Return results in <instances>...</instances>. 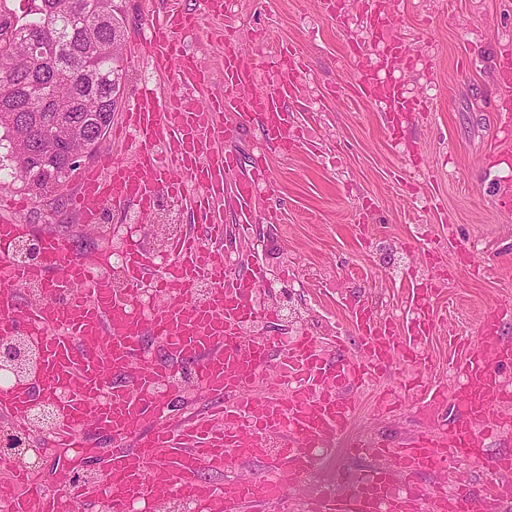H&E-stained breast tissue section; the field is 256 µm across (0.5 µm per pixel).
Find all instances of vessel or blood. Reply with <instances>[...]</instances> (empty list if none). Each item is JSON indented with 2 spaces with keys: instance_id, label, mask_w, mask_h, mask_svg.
I'll return each instance as SVG.
<instances>
[{
  "instance_id": "obj_1",
  "label": "vessel or blood",
  "mask_w": 512,
  "mask_h": 512,
  "mask_svg": "<svg viewBox=\"0 0 512 512\" xmlns=\"http://www.w3.org/2000/svg\"><path fill=\"white\" fill-rule=\"evenodd\" d=\"M379 3L366 0L364 7L372 22L370 40L382 48L379 74L365 80L357 95L383 105V121L394 132L422 105L403 94L398 75L411 68L413 57ZM199 23L198 14L169 5L154 13L152 34L140 54L174 72L182 86H206L209 73L181 43ZM301 69L298 50L288 46L278 47L268 66L260 67L230 27L222 95L188 106L153 89L141 91L121 122L132 160L99 157L84 170L73 206L86 224L99 223L110 202L134 204L146 218L164 194L189 198L206 222L200 231L171 238L158 258L129 245L122 287L112 284L109 252L84 259L53 233L41 235L38 261L16 262L15 243L31 236L34 227L15 216L0 217V335L23 330L40 352L25 379L0 387V416L26 433L33 429L27 414L34 395L53 403V423L38 437L51 456L60 448L85 454L96 448L99 435H111L116 447L102 463L97 493L112 512H127L129 504L149 502L158 492L188 501L192 512H240L245 506L264 512L338 446L364 465L342 489L310 499L307 512H471L468 487L453 497L442 485L426 495L421 477L461 458L512 472L511 451L486 453L505 423L504 409L512 406V387L499 372L512 361V340L499 316H488L476 340L452 344V361L461 374L457 388L429 382L422 367L423 346L434 330L433 279L417 287L415 316L404 326L358 308L352 316L360 332L354 351L341 336L333 340L330 355L307 333L280 336L271 344L242 335L246 324L273 320L274 313L252 303L254 289L267 278L264 265L247 258L230 268L222 210L225 200H232L243 223H250L257 188L269 180L267 155H285L300 145L286 105L299 96ZM496 71L502 92L512 99V50H502ZM228 112L258 120L265 134L264 155L232 188L225 176L239 167L240 158L222 146L230 133L223 120ZM204 282L210 291L203 296ZM33 285L41 286V298L23 303L21 289ZM147 292L154 307L144 318L134 307ZM401 363L413 370L401 380L400 391L421 407L457 402L462 414L453 428L398 444L348 438L358 390ZM182 367L192 369L209 406L176 417L170 403L180 390ZM400 391L379 397L381 412L400 406ZM231 455L243 463L271 461L276 475L239 480L226 472ZM204 469L222 473L223 484L203 483ZM0 471L10 475L0 481V501L9 512H68L88 495L66 468L58 472L67 487L62 497L47 494L41 474L9 458L0 457Z\"/></svg>"
}]
</instances>
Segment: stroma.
Wrapping results in <instances>:
<instances>
[{
	"label": "stroma",
	"mask_w": 512,
	"mask_h": 512,
	"mask_svg": "<svg viewBox=\"0 0 512 512\" xmlns=\"http://www.w3.org/2000/svg\"><path fill=\"white\" fill-rule=\"evenodd\" d=\"M113 5L126 39L123 112L145 86L197 104L219 92L228 22L259 63L281 45L301 53L305 94L289 110L304 143L268 157L276 193L261 196L246 235L237 234L232 207L223 210L225 248L257 257L277 274L264 300L277 319L257 324V335L300 324L321 341L340 335L356 344L352 308L365 305L378 317L408 320L418 280L432 276L445 291L435 299L439 323L424 346L432 357L426 375L452 386L451 338L475 337L494 308L512 305V208L500 203L502 192L512 189V161L487 154L500 106L495 56L512 47V0H397L393 15L404 47L418 59L402 74V89L425 110L395 133L385 127L381 105L356 94L365 73L348 44L369 40L362 0H345L338 20L317 0H226L223 19L203 17L184 39L212 75L208 88L193 91L137 53L151 35L148 0ZM224 123L236 131L229 148L238 153L241 171H249L264 138L260 124L236 114ZM77 186L73 179L55 196L31 199L19 183L8 182L0 212L8 213L11 200L27 199L24 220L67 236L76 252L90 257L114 237L137 240L157 254L173 234L203 222L187 202L167 199L149 220L135 206H112L101 224L87 227L69 209ZM271 206L280 210V223L263 222ZM431 245L439 258L430 268L421 254ZM398 384L392 374L366 388L352 433L398 442L425 429L441 431L458 418L452 401L432 418L421 417L408 396L398 411L370 415L378 394Z\"/></svg>",
	"instance_id": "35a3bbf8"
}]
</instances>
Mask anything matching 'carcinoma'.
<instances>
[{
  "label": "carcinoma",
  "instance_id": "1",
  "mask_svg": "<svg viewBox=\"0 0 512 512\" xmlns=\"http://www.w3.org/2000/svg\"><path fill=\"white\" fill-rule=\"evenodd\" d=\"M24 21L0 20V136L17 131L33 135L39 151L34 167L20 171L10 168V176L23 183L24 190L36 198L55 195L72 176L66 171V157L58 143L60 132L53 124V111L62 107L64 115L84 125L90 132L109 129L116 107L112 101V80L123 79V68L112 63V45L122 41V21L112 9V0H71V16L62 21L54 13V0H32ZM67 30L56 38L49 56L40 61L38 70L47 73L48 81L38 84L29 70L11 68V61L29 39ZM95 40L101 45L99 56L92 60L84 45ZM101 75L96 85L84 82L88 67ZM47 101L50 111L30 113L22 123L17 111L31 95Z\"/></svg>",
  "mask_w": 512,
  "mask_h": 512
}]
</instances>
